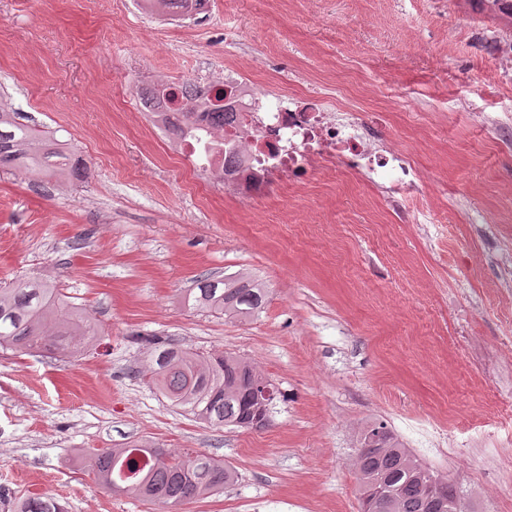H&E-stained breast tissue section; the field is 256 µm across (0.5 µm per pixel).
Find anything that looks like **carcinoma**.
I'll use <instances>...</instances> for the list:
<instances>
[{
	"label": "carcinoma",
	"mask_w": 512,
	"mask_h": 512,
	"mask_svg": "<svg viewBox=\"0 0 512 512\" xmlns=\"http://www.w3.org/2000/svg\"><path fill=\"white\" fill-rule=\"evenodd\" d=\"M202 0H158L162 8L189 12ZM209 84L192 79L152 82L139 91L154 124L171 135V145L211 137L224 126V107L212 103ZM0 171L31 186L51 183L65 193L84 179L87 165L73 144L56 132L19 122V112L0 94ZM267 289L242 276L197 281L192 307L228 319H248L264 308ZM98 330L86 309L64 299L57 285L19 278L0 287V349L40 350L60 346L72 352L96 338ZM137 373L173 405L212 426L249 428L255 394L276 386L251 362L231 353H204L192 347L155 342ZM356 467L361 492L377 495L378 512H448L461 491L448 478L414 460L386 424L371 423L361 434ZM99 484L161 512H176L234 483L236 472L202 452L176 454L147 442L104 448L88 459ZM433 482L446 492L430 496ZM13 512H66L47 494H31L14 503Z\"/></svg>",
	"instance_id": "carcinoma-1"
}]
</instances>
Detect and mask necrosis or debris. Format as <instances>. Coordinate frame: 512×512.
Masks as SVG:
<instances>
[{"mask_svg":"<svg viewBox=\"0 0 512 512\" xmlns=\"http://www.w3.org/2000/svg\"><path fill=\"white\" fill-rule=\"evenodd\" d=\"M225 108L232 119L224 127L233 139L236 157L217 158L224 172V194L247 203L274 180L294 182L308 175L335 172L337 165L359 170L370 183L383 185L387 199L406 208L420 170L410 154L380 143L375 123L342 109L330 94L258 92L254 83L225 77Z\"/></svg>","mask_w":512,"mask_h":512,"instance_id":"4bbe7bcc","label":"necrosis or debris"}]
</instances>
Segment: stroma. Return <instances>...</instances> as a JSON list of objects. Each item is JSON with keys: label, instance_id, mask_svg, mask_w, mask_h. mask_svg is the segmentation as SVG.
I'll use <instances>...</instances> for the list:
<instances>
[{"label": "stroma", "instance_id": "obj_1", "mask_svg": "<svg viewBox=\"0 0 512 512\" xmlns=\"http://www.w3.org/2000/svg\"><path fill=\"white\" fill-rule=\"evenodd\" d=\"M467 0H209L188 23L100 0H0V91L21 123L60 129L91 176L59 193L0 172V286L56 282L100 326L86 350H0V494L67 512H154L101 487L87 455L149 441L237 473L179 512H359L360 432L382 422L462 491L512 512V78ZM239 72L279 92L339 90L388 112L379 139L422 180L398 215L360 171L272 184L249 209L191 163L138 102L159 77ZM241 274L263 311L190 307L202 276ZM139 335L231 352L280 392L261 430L218 428L134 374ZM14 512H66L58 500L47 494H31L21 497L14 503Z\"/></svg>", "mask_w": 512, "mask_h": 512}]
</instances>
